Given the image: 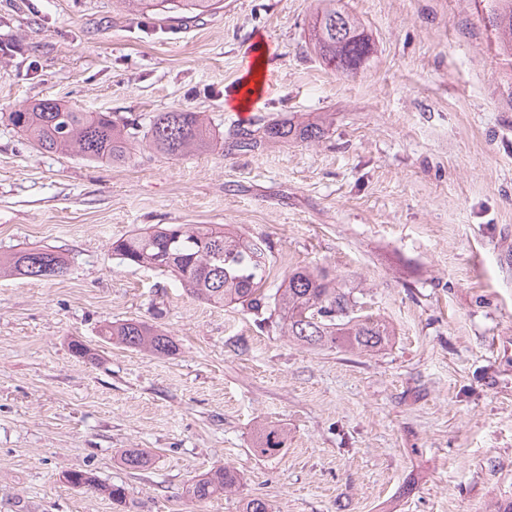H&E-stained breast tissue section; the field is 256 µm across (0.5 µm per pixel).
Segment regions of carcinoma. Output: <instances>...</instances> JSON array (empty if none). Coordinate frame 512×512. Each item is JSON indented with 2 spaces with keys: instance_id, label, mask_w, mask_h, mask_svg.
<instances>
[{
  "instance_id": "1",
  "label": "carcinoma",
  "mask_w": 512,
  "mask_h": 512,
  "mask_svg": "<svg viewBox=\"0 0 512 512\" xmlns=\"http://www.w3.org/2000/svg\"><path fill=\"white\" fill-rule=\"evenodd\" d=\"M115 7L130 14L174 13L185 18L217 9V0H114ZM336 0H319L310 22L309 44L326 67L336 74L354 77L373 52L372 42L361 22L347 15L348 26L336 34ZM488 16L498 55L512 65V0H489ZM8 121L37 150L47 153L75 152L88 162L125 164L143 143L153 151L180 157L208 147L209 132L201 112L175 109L158 113L145 124L138 116H114L81 112L54 99H40L8 113ZM321 121L296 123L293 119L269 120L255 116L224 132L227 155L251 152L265 143L316 141L325 136ZM112 253L122 262L171 273L191 296L211 305L240 303L265 321L263 314L274 300L277 327L294 344L311 348H344L373 352L387 345L394 329L384 319L357 314L352 289L317 270L299 267L289 271L279 288L265 291L267 262L263 244L224 228L222 224H154L143 231L118 238ZM69 271L61 255L41 248L0 256V274L35 279L63 277ZM104 338L127 348L156 356L176 349L171 337L138 321L115 322L105 328ZM284 435L275 428L257 433L253 451L261 456L278 455ZM76 488L100 491L114 500L125 496L120 486L100 484L83 470L64 473ZM238 473L229 466L212 468L191 481L187 496L203 501L239 490Z\"/></svg>"
}]
</instances>
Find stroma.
Segmentation results:
<instances>
[{
	"label": "stroma",
	"mask_w": 512,
	"mask_h": 512,
	"mask_svg": "<svg viewBox=\"0 0 512 512\" xmlns=\"http://www.w3.org/2000/svg\"><path fill=\"white\" fill-rule=\"evenodd\" d=\"M374 52L357 76L308 46L316 0H223L196 18L112 0H0V255L60 253L66 276L0 278V512H489L512 502V70L487 0H343ZM265 51L250 114L334 123L319 142L225 155L231 102ZM145 118L205 113L207 151L89 163L41 153L6 114L38 99ZM229 224L362 291L396 334L357 354L290 344L238 304L129 266L113 240ZM140 321L177 349L106 342ZM82 341L92 359L77 356ZM287 439L253 451L259 427ZM150 457L141 470L121 453ZM233 467L241 496L188 500ZM93 473L123 500L65 482Z\"/></svg>",
	"instance_id": "stroma-1"
}]
</instances>
